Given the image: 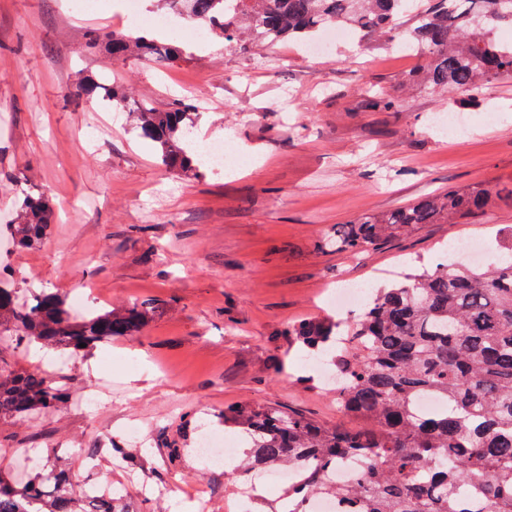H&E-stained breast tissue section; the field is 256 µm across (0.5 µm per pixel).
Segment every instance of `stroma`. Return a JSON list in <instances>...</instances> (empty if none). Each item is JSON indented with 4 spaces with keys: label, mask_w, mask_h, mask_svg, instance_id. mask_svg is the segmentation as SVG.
Returning <instances> with one entry per match:
<instances>
[{
    "label": "stroma",
    "mask_w": 512,
    "mask_h": 512,
    "mask_svg": "<svg viewBox=\"0 0 512 512\" xmlns=\"http://www.w3.org/2000/svg\"><path fill=\"white\" fill-rule=\"evenodd\" d=\"M121 10V0H0V219L28 193L56 206L45 242L0 249V271H14L22 299L47 288L86 293L94 310L162 306L137 335L71 358V403L0 420V474L22 467L30 448L100 489L122 488L130 512H236V468H210L196 453L205 433L237 438L225 407L256 402L354 425L287 329L326 315L330 290L402 280L452 240L496 248L497 230L512 225V79L449 97L407 82L421 61L396 41L356 34L308 56L285 41L201 45L187 21L180 62H118L86 41L93 30L131 31ZM84 76L160 109L191 96L194 130L234 144L245 173L166 169L127 110L79 96ZM367 86L395 107H368ZM448 111L469 116L465 132L433 125ZM477 185L494 194L478 217L421 224L357 257L323 245L360 215ZM103 379L112 387L99 405L79 406ZM132 425L143 436H129ZM116 441L136 448L141 466L115 456ZM170 442L181 450L174 464Z\"/></svg>",
    "instance_id": "obj_1"
}]
</instances>
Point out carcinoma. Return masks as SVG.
<instances>
[{"label":"carcinoma","mask_w":512,"mask_h":512,"mask_svg":"<svg viewBox=\"0 0 512 512\" xmlns=\"http://www.w3.org/2000/svg\"><path fill=\"white\" fill-rule=\"evenodd\" d=\"M168 9L224 38L230 47L242 30L261 41L307 43L324 26L340 24L362 37L402 38L419 47L426 86L475 97L489 80L512 78V43L494 38L512 27V0H164ZM117 61L129 57L172 65L183 55L172 41L123 31L93 32ZM86 98L110 95L106 80L81 87ZM193 104L167 110L133 104L141 135L156 143L171 171H194L204 161L187 123ZM484 187L450 189L385 214L362 215L336 229L325 246L356 255L419 224L475 217L490 205ZM55 220L52 198L27 194L7 232L18 250L40 245ZM153 300L78 314L53 292L21 303L0 286V351L38 344L55 352L91 350L114 337L132 336L153 319ZM308 358L334 373L336 405L362 421L357 429L320 424L274 406L224 408V427L249 438L238 464L242 475L294 465L307 467L288 487V512H308L316 496L340 499L347 512H512V226L498 233L486 265L442 261L389 287L368 292L362 312L343 322L331 317L288 328ZM423 396L442 409L421 413ZM69 402L63 378L17 368L0 358V418L49 413ZM364 463L360 475L338 484L330 473L345 459ZM69 472L34 467L19 482L0 475V512H127L120 489L89 497ZM473 490L479 510L464 492Z\"/></svg>","instance_id":"obj_1"}]
</instances>
